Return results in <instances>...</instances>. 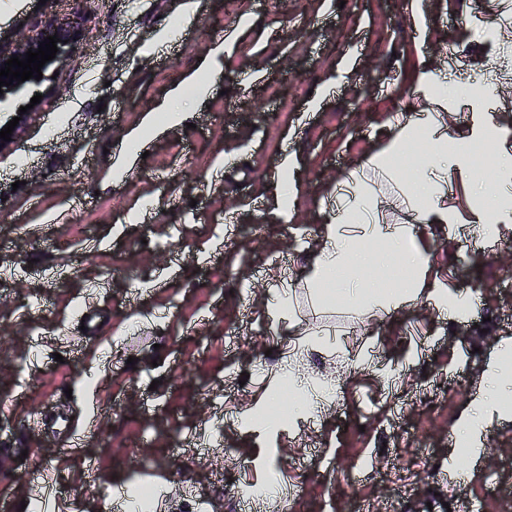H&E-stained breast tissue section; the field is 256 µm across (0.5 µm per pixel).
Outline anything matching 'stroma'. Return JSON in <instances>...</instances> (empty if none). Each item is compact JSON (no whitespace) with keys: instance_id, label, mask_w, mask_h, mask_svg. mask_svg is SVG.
<instances>
[{"instance_id":"35a3bbf8","label":"stroma","mask_w":512,"mask_h":512,"mask_svg":"<svg viewBox=\"0 0 512 512\" xmlns=\"http://www.w3.org/2000/svg\"><path fill=\"white\" fill-rule=\"evenodd\" d=\"M505 2L0 0L2 47L64 21L80 30L64 63L0 91V126L31 108L0 154V499L12 512L39 469L66 485L52 512H105L112 488L137 479L151 512H239L242 486L274 480L296 487L294 512H512V369L498 367L512 350V234L490 244L466 226L448 246L421 231L439 278L475 297L460 320L424 299L379 316L361 296L333 303L298 285L339 178L379 201L398 194L366 161L388 143L393 87L424 93L407 82L413 61L493 88L481 110L465 97L448 110L460 128L498 126L512 150ZM230 33L205 92L119 166L129 130ZM288 151L285 222L271 189ZM285 284L290 310L272 315ZM395 369L409 404L392 426ZM285 373L339 384L335 403L283 431L243 427ZM425 379L438 396L414 402ZM482 390L502 410L459 483L453 432ZM88 418L81 452L63 447L62 421Z\"/></svg>"}]
</instances>
